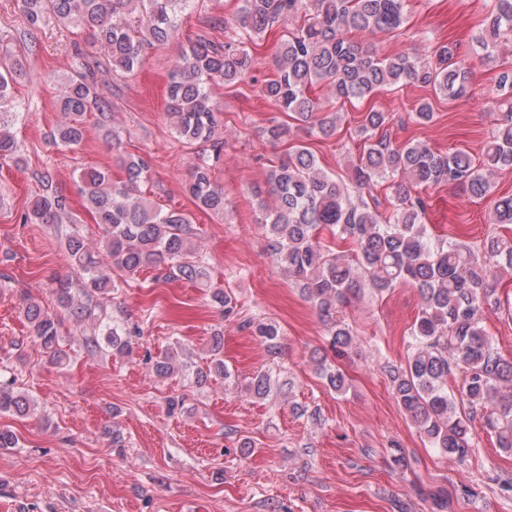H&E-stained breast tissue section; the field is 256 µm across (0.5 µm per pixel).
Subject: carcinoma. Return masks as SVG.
<instances>
[{"label": "carcinoma", "mask_w": 512, "mask_h": 512, "mask_svg": "<svg viewBox=\"0 0 512 512\" xmlns=\"http://www.w3.org/2000/svg\"><path fill=\"white\" fill-rule=\"evenodd\" d=\"M27 34L54 22L76 36L72 50L84 51L77 38L98 48L115 73L131 74L148 50L163 48L180 35L182 17L197 0H20ZM409 0H237L229 17H216L215 31L232 30L240 37L215 41L211 33L187 37L186 46L170 72L166 116L172 134L187 148L210 145L211 153L197 155L186 191L196 208L224 218V190L212 178V160L220 157L224 141L217 137L222 111L210 93L213 83L234 86L253 68L246 41H254L275 25L301 23L287 35L274 58V77L262 94L282 112H291L307 134L330 137L340 113L312 97L322 83L337 101L364 100L383 90L406 84L430 87L450 99L469 96L472 71L457 59L448 44L431 47L425 55L400 53L379 57L350 34H394L408 23ZM482 32L475 37L479 51L492 57L502 41L512 40V0H486ZM25 72L22 58L7 51L0 57V160L20 165L13 127L23 113L12 89ZM98 66L86 62L60 83L58 106L63 120L50 132L56 146L74 148L87 136L86 113L98 111L97 126L112 138V150L123 142L111 129L112 104L100 89ZM493 99L500 110L495 133L481 157L463 149L435 151L425 142L395 145L382 130L387 113H363L355 135L361 145L347 177L324 171L315 155L294 145L286 158L266 173V194H257L266 249L273 261L318 310L327 328V349L336 357L348 355L354 342L349 326L336 319L338 305L350 297L381 296L400 282L417 289L419 313L409 334L405 363L386 366L397 404L422 438L450 460L472 454L471 425L483 420L498 447L512 452V359L504 358L482 326L492 281L501 270L512 271V239L488 235L482 244L450 242L432 236L424 223L427 203L417 188L453 183L476 198L487 197L492 177L512 168V63L499 72ZM412 119L428 125L435 119L430 102L416 104ZM272 142L291 141L297 131L286 123L264 129ZM125 178L112 180L102 170L80 173L85 208L105 235L91 246L79 230L65 235V257L76 279L58 280V306L76 323L81 334L63 349L62 321L35 302L26 303L23 317L31 336L53 363L73 356L123 357L132 352L139 326L129 325L112 312V303L126 283L146 269L165 280L207 285L210 272L199 256L192 217L181 210L162 211L144 197L142 186L151 178L150 161L128 154L122 160ZM39 194L24 214L25 224L58 229L68 215L64 195L53 187L49 170L32 173ZM387 183L396 203L384 212L378 201L368 202L374 187ZM489 223L512 224V195L494 201ZM213 305L234 312L232 297L222 288L208 289ZM241 328L257 337L272 357L281 352V328L271 320H245ZM160 379L179 375L192 387L224 381V333L210 338L200 359L176 341L151 360ZM316 371L336 392L345 389L343 373L316 359ZM461 379L457 393L448 392V377ZM0 383V414L25 416L32 401L15 387ZM290 382L262 371L250 378L248 391L264 400L283 396Z\"/></svg>", "instance_id": "obj_1"}]
</instances>
